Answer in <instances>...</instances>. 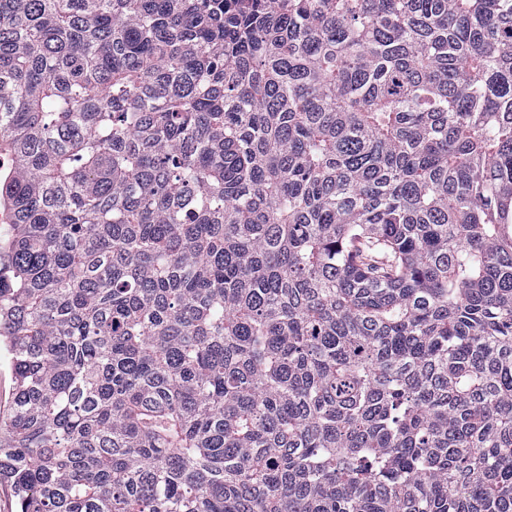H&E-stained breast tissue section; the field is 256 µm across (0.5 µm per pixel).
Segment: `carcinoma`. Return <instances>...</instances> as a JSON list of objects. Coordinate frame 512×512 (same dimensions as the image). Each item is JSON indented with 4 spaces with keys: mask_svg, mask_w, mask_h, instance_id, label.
Returning <instances> with one entry per match:
<instances>
[{
    "mask_svg": "<svg viewBox=\"0 0 512 512\" xmlns=\"http://www.w3.org/2000/svg\"><path fill=\"white\" fill-rule=\"evenodd\" d=\"M19 512H512V0H0Z\"/></svg>",
    "mask_w": 512,
    "mask_h": 512,
    "instance_id": "cac0c4a2",
    "label": "carcinoma"
}]
</instances>
